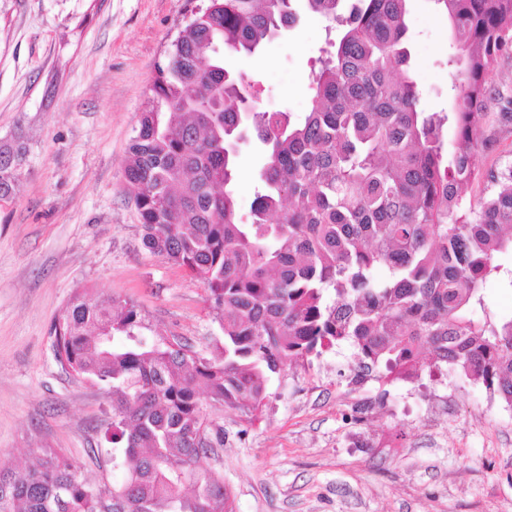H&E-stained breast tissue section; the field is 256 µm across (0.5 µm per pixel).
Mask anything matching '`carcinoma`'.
<instances>
[{
	"mask_svg": "<svg viewBox=\"0 0 512 512\" xmlns=\"http://www.w3.org/2000/svg\"><path fill=\"white\" fill-rule=\"evenodd\" d=\"M305 2L342 35L312 73L302 119L260 110L254 84L215 62L218 45L253 54L293 26L292 0H208L158 67L128 148L142 244L205 285L222 332L211 356L143 335L133 303L75 294L52 325L54 357L111 398L104 436L120 478L95 489L46 452L0 468V512H233L224 477L206 465L223 432L198 438L203 400L252 417L270 375L343 342L362 377L445 369L512 407V318L485 301L498 258L512 256V160H475L512 140V96L494 118L485 112L488 77L512 50V0H433L459 67L448 113L425 111L407 73L409 0ZM249 131L266 156L246 224L233 183ZM25 152L0 145V201ZM473 183L484 194L467 204ZM382 267L389 275L375 278Z\"/></svg>",
	"mask_w": 512,
	"mask_h": 512,
	"instance_id": "obj_1",
	"label": "carcinoma"
}]
</instances>
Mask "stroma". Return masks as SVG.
Segmentation results:
<instances>
[{
  "mask_svg": "<svg viewBox=\"0 0 512 512\" xmlns=\"http://www.w3.org/2000/svg\"><path fill=\"white\" fill-rule=\"evenodd\" d=\"M207 0H0V143L26 158L0 201V468L51 450L111 488L110 411L98 386L56 363L50 327L75 292L137 305L150 335L208 353L221 334L204 285L147 252L124 177L130 140L172 41ZM411 72L426 111L450 110V26L410 0ZM325 21L299 22L224 66L256 81L260 105L302 116ZM261 166L238 156L249 215ZM343 343L271 376L254 418L206 406L224 444L209 460L234 512H512V408L482 385L423 369L358 380Z\"/></svg>",
  "mask_w": 512,
  "mask_h": 512,
  "instance_id": "stroma-1",
  "label": "stroma"
}]
</instances>
